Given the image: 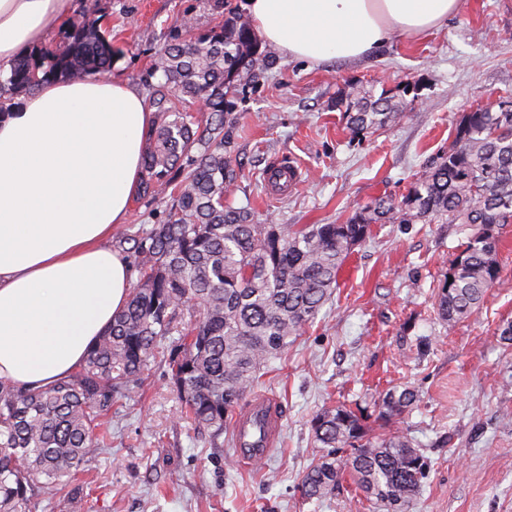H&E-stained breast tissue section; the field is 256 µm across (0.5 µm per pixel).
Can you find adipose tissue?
Segmentation results:
<instances>
[{
  "label": "adipose tissue",
  "mask_w": 512,
  "mask_h": 512,
  "mask_svg": "<svg viewBox=\"0 0 512 512\" xmlns=\"http://www.w3.org/2000/svg\"><path fill=\"white\" fill-rule=\"evenodd\" d=\"M458 0H250L257 33L319 65L366 59L391 31L441 28ZM73 0H0V66L44 44ZM156 115L106 76L48 81L0 115V381L70 378L125 306L133 282L112 231L141 188Z\"/></svg>",
  "instance_id": "1"
}]
</instances>
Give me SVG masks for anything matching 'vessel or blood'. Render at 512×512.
<instances>
[{
    "instance_id": "obj_1",
    "label": "vessel or blood",
    "mask_w": 512,
    "mask_h": 512,
    "mask_svg": "<svg viewBox=\"0 0 512 512\" xmlns=\"http://www.w3.org/2000/svg\"><path fill=\"white\" fill-rule=\"evenodd\" d=\"M301 178L300 170L286 163L273 166L266 175V190L284 194L295 187ZM234 457L242 465L265 459L278 428L277 401L272 397L251 398L245 410L235 414Z\"/></svg>"
}]
</instances>
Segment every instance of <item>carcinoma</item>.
Listing matches in <instances>:
<instances>
[{"instance_id":"carcinoma-1","label":"carcinoma","mask_w":512,"mask_h":512,"mask_svg":"<svg viewBox=\"0 0 512 512\" xmlns=\"http://www.w3.org/2000/svg\"><path fill=\"white\" fill-rule=\"evenodd\" d=\"M164 85L208 105L205 119L173 112L159 93L158 125L146 139L143 193L176 191L164 220L124 233L116 244L133 259L137 281L126 307L91 347L85 363L47 390L0 381V512H31L77 480L102 419L144 380L150 362L178 334L169 359L189 419L215 439L224 434L247 388L270 360L313 322L337 285L338 272L371 225L400 219L445 220L473 230L435 299L447 323L470 316L499 273L494 227L512 224V105L465 113L448 152L432 159L406 196L377 197L343 224H260L248 208L224 206L235 179L234 78L252 77L260 53L250 22L237 15L209 33L172 37L163 50ZM112 46L75 18L64 41L17 59L7 91L27 93L56 78L104 73ZM393 117L388 102L363 95L346 113L359 133ZM416 401L410 388L385 393L378 418L387 423ZM327 453L301 476L305 498L321 500L343 475L386 512H408L428 463L404 436L371 437L362 416L344 405L310 423ZM348 456L339 455L345 447Z\"/></svg>"}]
</instances>
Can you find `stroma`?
I'll use <instances>...</instances> for the list:
<instances>
[{
  "label": "stroma",
  "instance_id": "obj_1",
  "mask_svg": "<svg viewBox=\"0 0 512 512\" xmlns=\"http://www.w3.org/2000/svg\"><path fill=\"white\" fill-rule=\"evenodd\" d=\"M247 0H75L112 43L113 77L153 97L161 49L184 29L201 35ZM265 67L237 79L232 113L236 178L224 200L264 224H340L375 197L403 198L446 152L463 113L512 101V0H459L432 33H398L358 63L311 65L268 44ZM387 98V126L355 134L344 112L362 94ZM301 166L281 199L262 174ZM172 189L137 195L124 233L163 220ZM499 274L479 308L448 324L435 298L467 233L417 220L374 224L338 275L331 300L260 372L276 396L281 431L272 455L238 467L231 433L211 439L185 415L166 365L112 407L111 437L79 474L82 512H378L351 479L309 501L301 475L322 453L310 421L339 404L377 427V403L393 388L417 400L393 422L430 464L409 512H512V224L500 226Z\"/></svg>",
  "mask_w": 512,
  "mask_h": 512
}]
</instances>
